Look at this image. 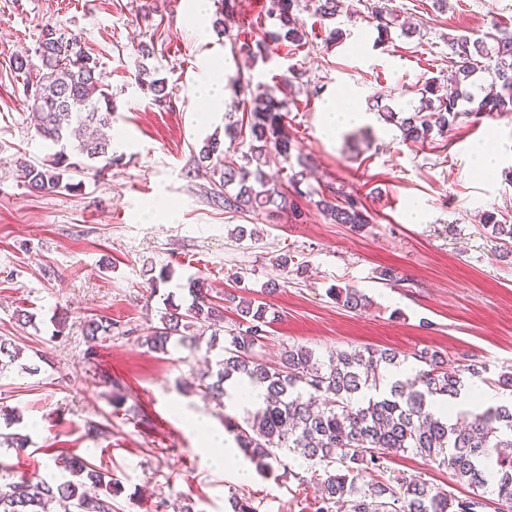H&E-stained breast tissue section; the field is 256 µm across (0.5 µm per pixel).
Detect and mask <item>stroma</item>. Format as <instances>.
I'll return each instance as SVG.
<instances>
[{
	"instance_id": "35a3bbf8",
	"label": "stroma",
	"mask_w": 512,
	"mask_h": 512,
	"mask_svg": "<svg viewBox=\"0 0 512 512\" xmlns=\"http://www.w3.org/2000/svg\"><path fill=\"white\" fill-rule=\"evenodd\" d=\"M232 32L250 42L272 28L264 0H232ZM359 0H342L335 20L315 14L310 0L296 13L307 34L303 46L279 48L250 71L251 81L287 103L292 161L272 157L267 171L278 182L306 158L310 196L302 220L228 214L209 195L211 181L197 154L204 139L223 135L241 119L239 99L224 93V109L210 114L196 87L210 62L235 76L244 56H233L227 37L196 41L190 0H0V337L12 340L20 364L0 375V432L28 436L24 453L0 444V487L21 477L64 479L60 453L79 456L120 480L116 512H230L229 498H249L256 512H312L314 494L294 478H264L244 456L217 468L210 436L223 437L225 416H241L235 403L217 407L195 387L216 351L201 335L196 348L172 343L167 353L142 345L158 325L162 294L187 301L188 278H203L224 326L238 322L228 295L266 300L272 321L259 356L278 361L291 345L320 359L339 350L392 348L411 355L437 351L452 365L484 363L496 391L512 372V258L481 222L497 209L512 220V113L472 116L447 136L424 145L404 141L399 129L372 111L377 96L396 111L418 106L426 78L447 69L448 40L481 36L492 23L512 27V0H390L389 7L417 25L409 37L377 44V32L353 17ZM81 35L97 57L101 78L117 107L110 134L123 160L103 175L80 174L75 191L38 193L20 178V161L47 151L31 122L26 75L15 57H34L45 25ZM341 43L327 41L332 27ZM154 52L142 58L139 44ZM168 81L169 106L160 108L138 87L139 64ZM349 91L362 118L327 136L321 107ZM493 138L497 170L482 175L474 150ZM356 193L371 215L357 230L332 223L316 206L326 186ZM420 207L421 222L411 211ZM256 229L236 240V226ZM291 259L292 273L275 264ZM169 267L173 279L152 297L144 272ZM394 268L403 283L376 277ZM277 283L266 294L267 283ZM355 287L371 300L352 312L328 294ZM32 313L25 324L20 311ZM66 315L61 337L54 316ZM105 316L115 328L90 342L87 321ZM103 432L89 433V423ZM389 468L419 475L462 497L464 486L428 458L405 453ZM248 481H239L237 470Z\"/></svg>"
}]
</instances>
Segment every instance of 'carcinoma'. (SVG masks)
Here are the masks:
<instances>
[{"label": "carcinoma", "mask_w": 512, "mask_h": 512, "mask_svg": "<svg viewBox=\"0 0 512 512\" xmlns=\"http://www.w3.org/2000/svg\"><path fill=\"white\" fill-rule=\"evenodd\" d=\"M366 18L375 22L380 43L391 40L397 26L408 36L416 30L405 27L388 7V0H360ZM298 0H266V13L276 20V29L260 40L243 43L241 51L251 64L269 58L271 48L300 45L305 31L294 11ZM448 85L442 92L439 78L424 83L419 106L411 112H396L388 106L377 110L381 120L400 129L403 139L425 144L432 134L446 135L472 115L512 112V29L494 23L482 37L466 35L448 39ZM35 64L16 57L15 70L36 71L27 83L33 126L48 142L52 153L39 163L20 165L28 187L40 193L77 188L71 174L93 171L98 175L120 162L112 140L98 133L112 127V95L100 81L98 61L82 37L55 26L42 29ZM489 83L490 90L476 95L470 90L474 78ZM138 86L152 95L153 104L169 102L165 79L141 66ZM247 126L231 124L224 135L234 143L248 129L250 144L241 163L224 165L220 139L209 138L199 150V163L209 164L213 198L227 213L269 212L302 217L297 199L309 195L297 172L288 178L290 188L271 179L264 167L274 153L289 161L291 142L286 134L285 101L269 92H256L243 100ZM319 205L336 224L361 229L369 223L366 207L355 194L333 188L321 193ZM484 224L500 243L503 254L512 256V224L507 216L484 215ZM329 294L351 311H362L369 298L357 288H332ZM189 303L163 299L160 325L144 340L156 352H168L173 337L195 346L189 334L199 324L217 322L221 312L208 298L203 280H188ZM236 309L241 321L225 331L222 354L215 368L199 378L197 389L207 398L224 404L232 398L227 385L248 384L264 391L255 410L246 409L239 421L224 416V429L231 433L259 475L267 477L274 467L282 476L300 484L317 486L319 499L314 512H512V406L480 405L461 412L456 420L430 411L437 400L453 402L466 387L464 374L480 379L486 368L469 363L453 367L437 351L414 354L418 367L412 377L383 388L385 372L407 361L393 349L339 350L323 362L312 349L292 345L279 361L268 364L257 349L266 339L270 324L266 304L242 299ZM112 319H92L86 336L95 342L109 336ZM20 358L12 343L0 338V375ZM411 451L448 470L451 478L471 492L459 498L433 487L422 476L388 469L387 456ZM307 463L306 475L291 468L290 461ZM55 465L71 478L60 483L23 478L0 489V512H114L112 496L120 493L119 482L78 456L60 455Z\"/></svg>", "instance_id": "carcinoma-1"}]
</instances>
